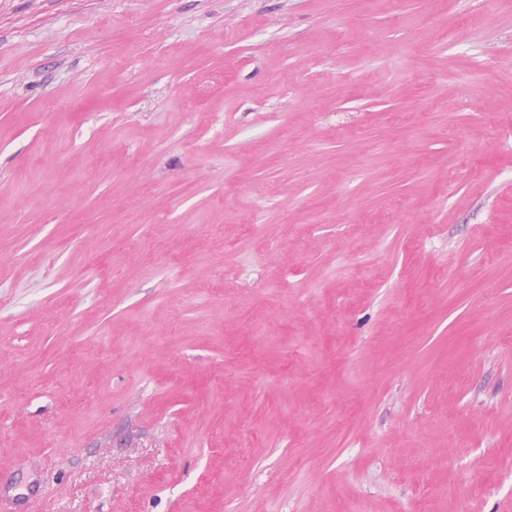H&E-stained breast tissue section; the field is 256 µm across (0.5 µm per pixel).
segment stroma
I'll return each mask as SVG.
<instances>
[{
  "mask_svg": "<svg viewBox=\"0 0 512 512\" xmlns=\"http://www.w3.org/2000/svg\"><path fill=\"white\" fill-rule=\"evenodd\" d=\"M509 117L486 0H0V494L512 512Z\"/></svg>",
  "mask_w": 512,
  "mask_h": 512,
  "instance_id": "obj_1",
  "label": "stroma"
}]
</instances>
